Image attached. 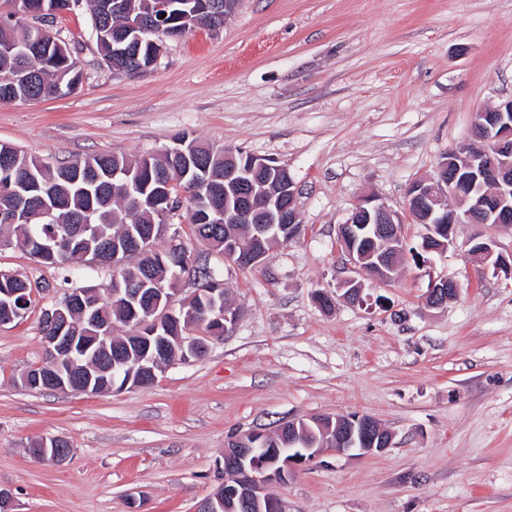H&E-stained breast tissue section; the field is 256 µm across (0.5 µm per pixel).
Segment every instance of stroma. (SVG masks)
<instances>
[{
	"label": "stroma",
	"mask_w": 512,
	"mask_h": 512,
	"mask_svg": "<svg viewBox=\"0 0 512 512\" xmlns=\"http://www.w3.org/2000/svg\"><path fill=\"white\" fill-rule=\"evenodd\" d=\"M82 81L69 95L0 102V143L48 162L134 158L187 133L288 168L304 226L264 263L238 268L183 240L223 280L235 329L145 387L25 388L44 357L39 321L59 272L26 251L0 270L34 284L0 326V489L12 512H197L223 484L224 445L314 416L366 415L393 434L382 453L326 449L271 486L284 512H512V279L468 254L512 229L462 224L455 247L418 251L362 303L312 299L354 271L337 243L357 198L401 210L409 184L465 142L475 112L512 97V0H241L223 28L166 40L134 74L107 67L85 0L50 26ZM459 294L426 305L433 281ZM57 437L62 463L33 457Z\"/></svg>",
	"instance_id": "1"
}]
</instances>
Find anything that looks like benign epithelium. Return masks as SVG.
<instances>
[{"label": "benign epithelium", "instance_id": "1", "mask_svg": "<svg viewBox=\"0 0 512 512\" xmlns=\"http://www.w3.org/2000/svg\"><path fill=\"white\" fill-rule=\"evenodd\" d=\"M240 0H201L193 12L171 13L175 0H155L154 12L157 22L146 27L138 20L128 23L127 31L133 39L151 44V62H156L166 39L179 34L170 24L179 22L182 31L189 32L198 26L197 15L205 9L215 17L226 20L236 10ZM45 13L20 10L17 6L0 13V25L8 22L25 23ZM472 137L479 140L475 147L470 143L460 144L446 152L436 168L435 176L413 181L407 188L402 204L403 212L424 224L426 233L421 248L425 252L447 250L457 243L456 226L459 224H489L494 228L512 227V98L498 106L475 113ZM224 190L234 193L235 207L216 209L214 224H240L249 222L253 213L261 210L267 214L268 223L255 226L248 243L235 237H224V257L231 261L240 254L247 256L256 266L264 261V239L268 238L273 224H288V240L301 235L303 225L297 223V210L293 208L296 189L288 168L274 165L267 158L248 155L247 164L238 163L232 152L224 153ZM402 217L399 212L379 202L371 194L356 200L349 218L339 226L338 244L348 261L368 273L369 278L379 284L394 280L395 271L407 259L406 247L401 231ZM367 230L387 247L386 253L376 258L354 248L359 233ZM469 252L479 257L494 273H505L512 277V260L496 252V241L492 237L467 242ZM142 239L134 231L121 239H114L103 246L93 257L92 264L107 267L110 260L122 254L138 251ZM147 284L140 288H129L125 295V306L137 317L134 335L140 340H149L161 328V314L152 306L144 304L141 296ZM337 289L351 303L362 301L364 281L358 278L343 280ZM212 299L210 312L215 319L224 320V333L233 331L238 321L237 311L224 305L220 289H209ZM458 288L451 280L441 279L431 284L426 303L433 307L445 304L456 296ZM94 298L81 304V319L94 322L98 317L100 293L91 291ZM47 349L52 358L45 365L44 374L50 384L61 391H88L92 387L93 374L104 366L101 351L108 350L107 343L92 350L82 348L86 364L79 367L72 356L74 343L68 336L47 338ZM343 416H321L310 419L323 434L322 448L338 452L358 450L362 454L381 453L390 447L392 433L380 427L373 419L358 415L350 417L348 425H342ZM269 433L251 431L231 438L224 448V470L232 473V479L224 483L200 506V512H283L281 502L269 492V486L283 482L288 473L312 460L321 448L306 447L289 455L279 448H265Z\"/></svg>", "mask_w": 512, "mask_h": 512}]
</instances>
